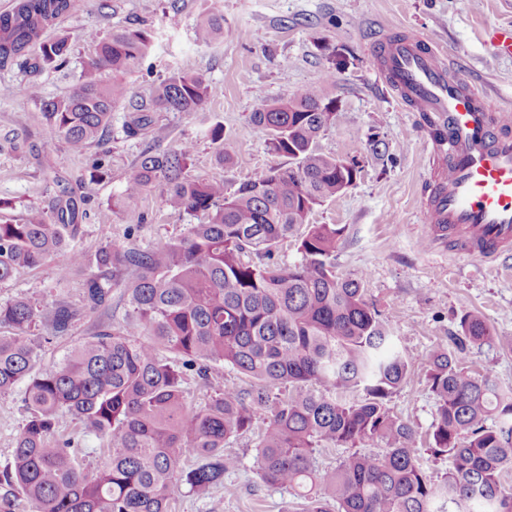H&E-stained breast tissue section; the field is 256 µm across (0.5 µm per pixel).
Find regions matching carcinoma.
<instances>
[{
  "label": "carcinoma",
  "instance_id": "cac0c4a2",
  "mask_svg": "<svg viewBox=\"0 0 512 512\" xmlns=\"http://www.w3.org/2000/svg\"><path fill=\"white\" fill-rule=\"evenodd\" d=\"M75 0H17L0 13V70L31 73L63 67L71 38L48 33ZM204 41L224 37V13L198 24ZM94 47L79 81L42 105L57 137L75 153L103 141L112 112H129L127 135H142L156 112H195L210 96L200 74L176 71L149 99L136 98L125 77L138 72L154 46L146 28L81 35ZM112 71V81L103 73ZM336 113L319 87L261 103L252 124L268 134L269 150L296 161L242 182L192 178L193 145L147 150L128 171L117 203L130 209L160 191L163 206L204 222L168 243L144 248L108 241L96 250L98 272L84 280L83 309L59 299L41 316L29 300L0 302V396L23 387L27 418L12 461L0 472V512H172L181 487L208 494L239 467L224 445L250 432L259 412L267 422L256 445L261 481L306 502L305 512H512V387L463 373L468 348L497 337L479 313L460 318L461 335L428 358L427 383L436 404L431 450L448 458L439 482L422 469L415 431L395 416L388 397L404 384L412 353L394 344L380 310L365 297L366 276L339 277L338 224H312L315 206L349 188L353 172L319 153L317 139ZM84 199L62 189L52 215L31 207L0 222V283L23 269L49 264L61 251L60 280L84 266L74 242L84 235ZM296 238L301 260L252 263ZM122 288L133 317L95 334L51 366H40L33 331L45 321L63 336L84 310L109 305ZM182 360L173 365L166 354ZM228 365L252 379L251 389L224 386L212 370ZM209 391L204 404L184 400L188 377ZM357 391L349 401L339 392ZM61 414L103 440L106 452L90 471L58 434ZM385 453H361L370 441ZM322 448H348L330 470Z\"/></svg>",
  "mask_w": 512,
  "mask_h": 512
}]
</instances>
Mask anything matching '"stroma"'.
Listing matches in <instances>:
<instances>
[{
    "label": "stroma",
    "mask_w": 512,
    "mask_h": 512,
    "mask_svg": "<svg viewBox=\"0 0 512 512\" xmlns=\"http://www.w3.org/2000/svg\"><path fill=\"white\" fill-rule=\"evenodd\" d=\"M224 11V37L206 43L197 35L201 18ZM135 23L152 26L155 43L139 72L127 81L143 97L171 71L203 74L211 93L195 112L158 113L153 129L126 137V112L112 115V129L85 153L71 152L55 137L41 111L43 101L64 96L77 82L93 48L79 38L86 30L109 32ZM512 24V0H78L59 30L73 36L68 63L31 75L0 71V219L18 218L29 207L51 211L62 189L86 199L85 233L77 246L94 254L108 240L123 239L136 225L135 244L165 243L183 233L195 216L163 208L158 193L145 195L134 210L115 207L130 167L147 150L194 144L190 176L220 180L228 189L288 157L267 147L266 131L249 115L263 101L320 87L333 100L336 118L318 139L331 157L355 160L353 186L315 207L314 224H340L338 276H366V298L377 305L414 366L389 397L392 412L417 433L416 455L423 470L441 479L448 460L432 454L436 404L427 386V358L459 332L462 314H482L500 343L472 348L465 367L473 375L512 387V258L484 262L441 246L428 248L420 200L429 183L430 138L415 112L379 77L372 52L380 39L415 34L445 47L457 75L512 107V58L496 56L490 28ZM26 92H19V85ZM222 125L231 160L220 163L218 146L206 135ZM105 158L109 175L93 181V161ZM53 264L25 270L0 284V302L26 298L49 310L59 298L79 303L84 275L58 282ZM131 307L122 289L111 306L84 314L67 335L43 344L44 364L58 362L91 337L97 321L125 322ZM26 417L21 393L0 397V469L12 458L15 436ZM257 432L230 440L226 448L240 466L220 490L200 497L187 489L175 495L176 512H301L288 490L265 485L256 472Z\"/></svg>",
    "instance_id": "35a3bbf8"
}]
</instances>
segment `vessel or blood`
<instances>
[{"mask_svg":"<svg viewBox=\"0 0 512 512\" xmlns=\"http://www.w3.org/2000/svg\"><path fill=\"white\" fill-rule=\"evenodd\" d=\"M496 55L512 58V24L488 34ZM377 72L433 134L425 224L447 227L458 252L494 261L512 246V111L459 80L447 53L418 38L386 41Z\"/></svg>","mask_w":512,"mask_h":512,"instance_id":"b4317fda","label":"vessel or blood"}]
</instances>
